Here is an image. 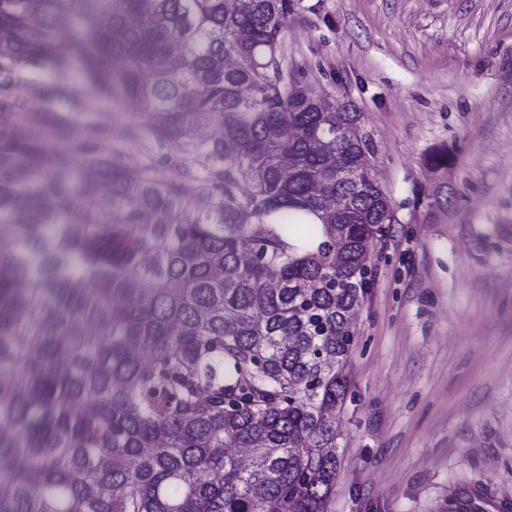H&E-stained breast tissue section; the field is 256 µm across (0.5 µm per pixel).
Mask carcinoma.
<instances>
[{
	"instance_id": "carcinoma-1",
	"label": "carcinoma",
	"mask_w": 512,
	"mask_h": 512,
	"mask_svg": "<svg viewBox=\"0 0 512 512\" xmlns=\"http://www.w3.org/2000/svg\"><path fill=\"white\" fill-rule=\"evenodd\" d=\"M269 2L0 0V72L140 104L172 160L131 170L50 104L0 120V512H327L391 218L361 114L288 74Z\"/></svg>"
}]
</instances>
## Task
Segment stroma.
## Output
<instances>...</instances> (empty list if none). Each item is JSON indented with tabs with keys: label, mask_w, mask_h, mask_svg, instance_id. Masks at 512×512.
<instances>
[{
	"label": "stroma",
	"mask_w": 512,
	"mask_h": 512,
	"mask_svg": "<svg viewBox=\"0 0 512 512\" xmlns=\"http://www.w3.org/2000/svg\"><path fill=\"white\" fill-rule=\"evenodd\" d=\"M295 79L355 106L393 222L358 310L329 512H512V0H289ZM95 111L120 140L135 102L93 104L39 64L0 114ZM454 157L431 171L439 148ZM443 207L430 206L432 198Z\"/></svg>",
	"instance_id": "stroma-1"
}]
</instances>
